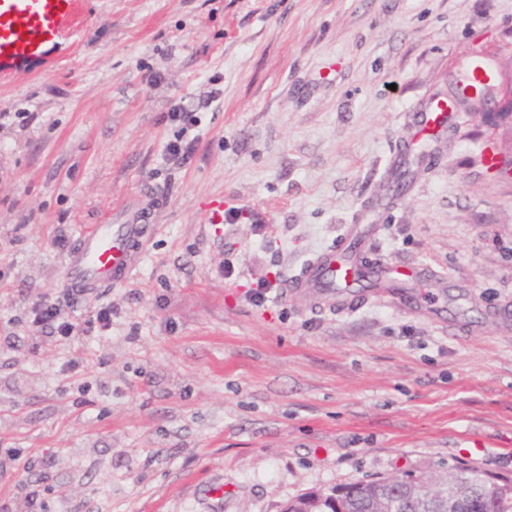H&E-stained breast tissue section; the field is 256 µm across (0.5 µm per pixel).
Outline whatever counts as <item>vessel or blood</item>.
I'll return each mask as SVG.
<instances>
[{"instance_id":"obj_1","label":"vessel or blood","mask_w":512,"mask_h":512,"mask_svg":"<svg viewBox=\"0 0 512 512\" xmlns=\"http://www.w3.org/2000/svg\"><path fill=\"white\" fill-rule=\"evenodd\" d=\"M80 0H0V72L28 67L65 38L64 23L81 16ZM451 120L443 106L423 113L420 133H434ZM146 226L130 215L124 224H100L81 237L64 261V279L71 289H95L124 283L139 264ZM338 249H327L286 279V289L322 287L335 273Z\"/></svg>"}]
</instances>
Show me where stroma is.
Here are the masks:
<instances>
[{
  "mask_svg": "<svg viewBox=\"0 0 512 512\" xmlns=\"http://www.w3.org/2000/svg\"><path fill=\"white\" fill-rule=\"evenodd\" d=\"M83 8L48 61L0 75V448L28 463L0 462V512H281L379 476H512V179L484 163L501 133L458 109L416 138L473 51L512 64V0ZM127 211L143 264L71 292L66 255ZM347 224L358 259L409 279L348 310L281 300ZM45 297L112 325L56 337L31 324ZM452 119L450 112L447 114L446 108L437 105L432 112H424L421 116L419 123V134H433L434 131H439Z\"/></svg>",
  "mask_w": 512,
  "mask_h": 512,
  "instance_id": "stroma-1",
  "label": "stroma"
}]
</instances>
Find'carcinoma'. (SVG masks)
<instances>
[{
  "label": "carcinoma",
  "instance_id": "obj_1",
  "mask_svg": "<svg viewBox=\"0 0 512 512\" xmlns=\"http://www.w3.org/2000/svg\"><path fill=\"white\" fill-rule=\"evenodd\" d=\"M471 483L448 486V473L421 478L392 475L330 491L309 490L283 505L286 512H512V478L470 474Z\"/></svg>",
  "mask_w": 512,
  "mask_h": 512
}]
</instances>
